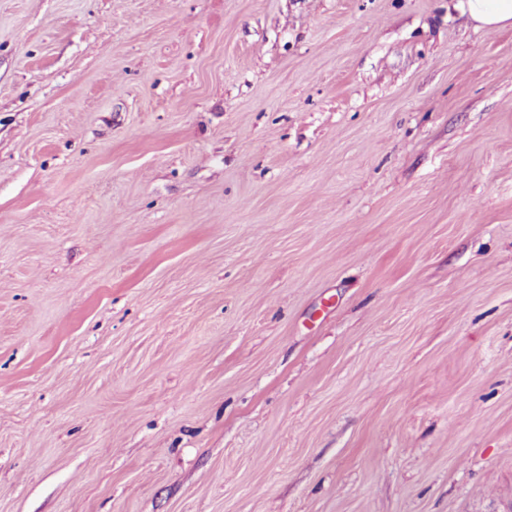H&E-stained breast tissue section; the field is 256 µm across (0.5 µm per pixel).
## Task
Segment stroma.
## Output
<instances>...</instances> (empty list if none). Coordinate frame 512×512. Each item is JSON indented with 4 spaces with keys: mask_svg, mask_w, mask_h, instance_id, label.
<instances>
[{
    "mask_svg": "<svg viewBox=\"0 0 512 512\" xmlns=\"http://www.w3.org/2000/svg\"><path fill=\"white\" fill-rule=\"evenodd\" d=\"M0 512H512V28L0 0Z\"/></svg>",
    "mask_w": 512,
    "mask_h": 512,
    "instance_id": "35a3bbf8",
    "label": "stroma"
}]
</instances>
